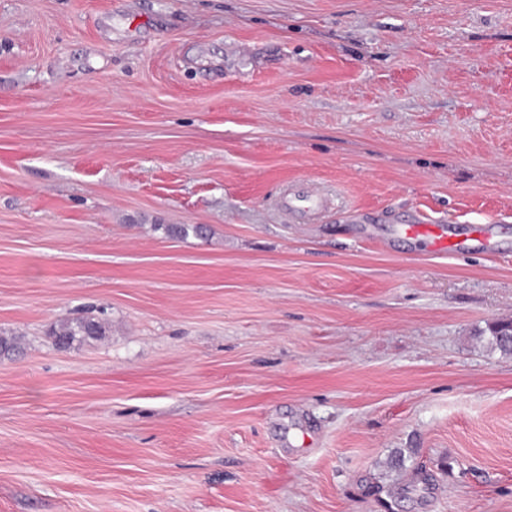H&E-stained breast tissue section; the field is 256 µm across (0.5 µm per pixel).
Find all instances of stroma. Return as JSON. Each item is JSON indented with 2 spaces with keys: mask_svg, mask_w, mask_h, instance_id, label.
Listing matches in <instances>:
<instances>
[{
  "mask_svg": "<svg viewBox=\"0 0 512 512\" xmlns=\"http://www.w3.org/2000/svg\"><path fill=\"white\" fill-rule=\"evenodd\" d=\"M502 320L512 0H0V512H512ZM282 208L288 217V222H297L300 213L322 214L329 208L326 196L310 188L298 194L288 193L282 202ZM441 224H405L403 233L416 241H425L429 244V248L433 254L448 255V253H459L458 244L448 243V236L438 233L435 229H439ZM110 332L108 323L94 318H80L52 328L50 335L57 345H69L77 339H99Z\"/></svg>",
  "mask_w": 512,
  "mask_h": 512,
  "instance_id": "obj_1",
  "label": "stroma"
}]
</instances>
